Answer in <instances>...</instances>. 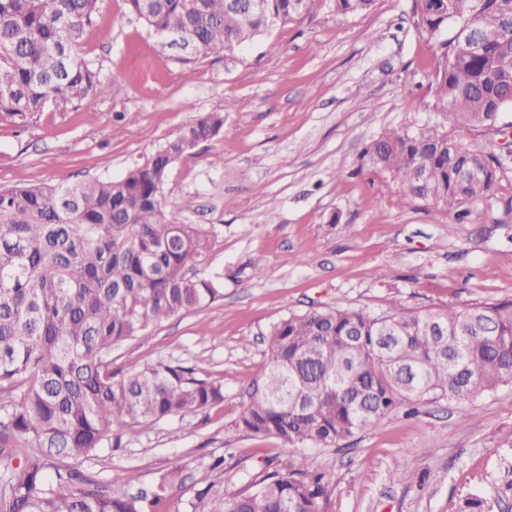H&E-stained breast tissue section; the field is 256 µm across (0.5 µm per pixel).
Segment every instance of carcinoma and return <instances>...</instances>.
<instances>
[{"instance_id": "obj_1", "label": "carcinoma", "mask_w": 512, "mask_h": 512, "mask_svg": "<svg viewBox=\"0 0 512 512\" xmlns=\"http://www.w3.org/2000/svg\"><path fill=\"white\" fill-rule=\"evenodd\" d=\"M102 0H0V112L25 124L50 102H90L106 87L73 49ZM157 34L179 31L192 53L222 55L309 11L314 0H127ZM435 49L434 108L472 127L512 106V0H415ZM375 0H330L342 17ZM467 36H448V23ZM224 128L210 112L119 179L0 189V512H144V498L103 492L53 467L104 445L131 422L201 412L224 384L179 365L112 371V348L164 320L224 297V277L189 275L218 228L164 214L170 167ZM392 174L401 201L455 208L490 194L501 162L448 134L392 129L364 151ZM477 169L481 178L464 176ZM268 364L251 386L238 431L269 436L286 461L255 475L209 512H321L328 483L308 452L331 449L415 401L471 402L512 385V300L380 315L344 308L290 314L267 333ZM31 452L12 467V449ZM55 468V475L49 474Z\"/></svg>"}]
</instances>
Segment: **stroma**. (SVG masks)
Masks as SVG:
<instances>
[{
    "label": "stroma",
    "mask_w": 512,
    "mask_h": 512,
    "mask_svg": "<svg viewBox=\"0 0 512 512\" xmlns=\"http://www.w3.org/2000/svg\"><path fill=\"white\" fill-rule=\"evenodd\" d=\"M414 0H376L344 18L321 0L221 56L181 61L125 0H103L76 53L108 91L87 104H51L26 124L0 115V186L121 177L199 115L224 130L176 160L164 188L178 224L220 234L203 269L224 297L171 317L112 351V369L160 362L224 385L223 403L117 430L118 446L63 460L105 489L151 493L181 470L148 512H192L208 486L230 496L287 449L234 427L267 363L269 326L289 314L341 307L412 310L512 299V108L472 128L434 101V53ZM232 109H225V102ZM433 126L497 155L489 196L467 202L483 221H458L430 201H401L392 175L369 169L364 147L383 132ZM224 459L223 475L210 469ZM328 480L322 512H512V386L474 403L420 401L340 450L314 451Z\"/></svg>",
    "instance_id": "1"
}]
</instances>
